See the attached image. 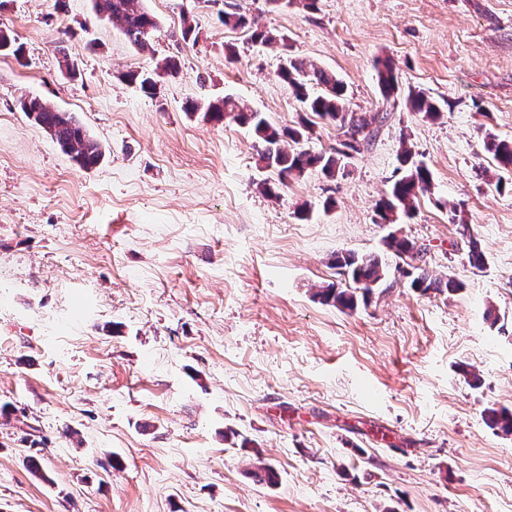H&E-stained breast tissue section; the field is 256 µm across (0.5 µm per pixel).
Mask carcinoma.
I'll return each mask as SVG.
<instances>
[{"instance_id": "carcinoma-1", "label": "carcinoma", "mask_w": 512, "mask_h": 512, "mask_svg": "<svg viewBox=\"0 0 512 512\" xmlns=\"http://www.w3.org/2000/svg\"><path fill=\"white\" fill-rule=\"evenodd\" d=\"M92 3L96 14L120 29L129 43L142 50L148 47L150 34L158 27V22L143 7L142 0H92ZM221 22L226 27L251 30L252 39L263 45L281 40V37L261 29L246 15L236 11L223 13ZM177 70V62L165 59L152 70L128 74L127 79L138 84L145 94L153 95L157 90V77L163 73L173 74ZM376 70L381 94L387 101L399 90L398 73L388 59L377 61ZM278 77L291 89L296 100L302 104L303 111L336 123L346 134L350 129H355L358 139L352 142L346 140L341 143V147L330 151H312L305 147L312 135L308 121L303 120L295 127L281 128L270 123L262 113L247 109L229 96L202 106L192 102L189 110L195 112L200 109L204 118L210 121L221 122L229 119L251 130L258 142L256 164L276 171L281 183L300 177L309 169H318L327 177L345 170V150H355L368 142L369 135L365 134V130L375 122L381 124L386 120L384 115L374 114L367 117L351 111L344 83L323 69L309 67L301 61L289 58L281 67ZM407 102L413 111L422 113L427 119H434L440 114L435 102L421 91L410 92ZM19 106L28 118L73 157L79 167L88 170L103 160L105 151L102 144L72 114L63 112L37 97L22 98ZM485 146L499 168H512V142L500 140L490 134L486 137ZM399 161L401 176L394 181L387 195L378 201L375 208L380 220L387 224L396 223V216L400 211L407 216L411 215L418 197L431 192L432 188L429 168L416 159L414 150L406 142L402 145ZM385 246L394 256L416 262L406 275L411 277V287L417 291L423 294L442 293L461 288L456 281L432 275L420 265L424 249L411 240L393 233L386 238ZM332 264L346 275L351 287L330 286L320 289L318 296L327 305L352 310L359 299L366 298L374 289L384 284L393 287L388 282V266L379 256L342 251L334 255ZM487 419L502 434L512 435L511 410L489 409Z\"/></svg>"}]
</instances>
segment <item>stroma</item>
I'll use <instances>...</instances> for the list:
<instances>
[{"mask_svg":"<svg viewBox=\"0 0 512 512\" xmlns=\"http://www.w3.org/2000/svg\"><path fill=\"white\" fill-rule=\"evenodd\" d=\"M143 4L158 21L143 51L91 0L0 5L22 48L0 54V512H512V436L485 419L512 409V170L484 148L490 132L512 141V0ZM167 57L179 72L156 96L124 81ZM289 57L334 73L352 111L389 113L342 175L278 185L251 131L186 110L231 96L296 125ZM385 57L402 90L389 102ZM409 90L439 117L411 111ZM25 96L73 114L103 161L80 168ZM405 137L432 192L382 224ZM393 232L461 290L400 277L356 309L322 304L318 288L345 285L332 256L395 267ZM259 456L276 485L253 478ZM221 22L227 27L250 29L252 39L263 45L272 44L282 40L281 37L274 35L272 32L258 27V25L255 24V21L250 20L245 14L236 11L224 12L221 17ZM378 84L384 100L389 99L399 90V76L389 59L376 62Z\"/></svg>","mask_w":512,"mask_h":512,"instance_id":"35a3bbf8","label":"stroma"}]
</instances>
